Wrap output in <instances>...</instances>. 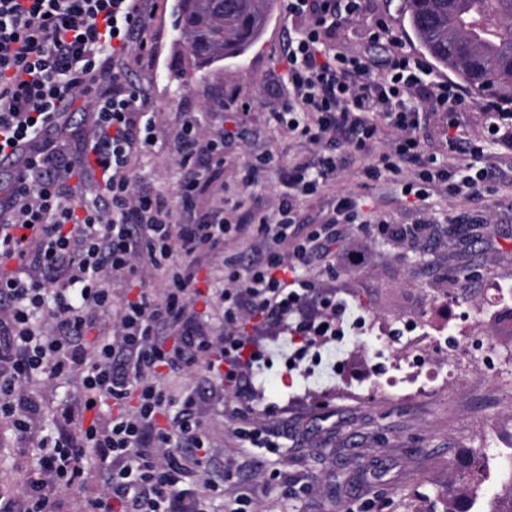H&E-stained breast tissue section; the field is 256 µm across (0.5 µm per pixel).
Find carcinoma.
<instances>
[{
  "label": "carcinoma",
  "instance_id": "1",
  "mask_svg": "<svg viewBox=\"0 0 512 512\" xmlns=\"http://www.w3.org/2000/svg\"><path fill=\"white\" fill-rule=\"evenodd\" d=\"M272 0H176L173 13L193 67L244 54L262 35ZM411 30L424 51L484 98L512 105V0H405ZM485 454L452 461L445 499L430 512H470L483 484ZM485 512H512V459Z\"/></svg>",
  "mask_w": 512,
  "mask_h": 512
}]
</instances>
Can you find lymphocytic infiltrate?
I'll use <instances>...</instances> for the list:
<instances>
[{
    "label": "lymphocytic infiltrate",
    "instance_id": "lymphocytic-infiltrate-1",
    "mask_svg": "<svg viewBox=\"0 0 512 512\" xmlns=\"http://www.w3.org/2000/svg\"><path fill=\"white\" fill-rule=\"evenodd\" d=\"M363 10V0H288L296 35L275 119L317 152L289 171L290 192L273 209L239 215L225 213L220 181L229 134L203 131L194 112L176 134L173 189L140 183L135 160L158 141L147 93L132 78L155 42L151 0H0V157L12 160L0 181V264H17L0 271V419L11 425L17 464L32 472L21 498L0 495V512H64L73 493L77 512H209L185 481L210 450L196 395L172 397L164 381L193 370L236 393L271 364L245 322L287 324L315 292L304 269L331 253L320 232L294 239V192H320L355 156L365 184L399 178L421 201L430 187L477 199L500 178L494 167L426 154L418 130L437 112L450 118L451 152L476 157L482 148L457 128L468 106L461 89L429 79L400 41L378 61L330 49L337 28ZM107 76L111 90L98 92ZM81 99L91 132L72 154L63 138ZM383 120L398 136L381 151ZM256 236L262 246H248ZM230 240L243 250L225 255ZM202 253L228 270L216 339L194 309L205 297ZM144 263L162 273V295L143 288L115 299L113 279L136 277ZM335 333L333 317L309 319L285 344L287 369ZM72 377L79 399L60 403L53 429L37 434L32 382Z\"/></svg>",
    "mask_w": 512,
    "mask_h": 512
}]
</instances>
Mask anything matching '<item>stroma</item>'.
Wrapping results in <instances>:
<instances>
[{"label": "stroma", "instance_id": "35a3bbf8", "mask_svg": "<svg viewBox=\"0 0 512 512\" xmlns=\"http://www.w3.org/2000/svg\"><path fill=\"white\" fill-rule=\"evenodd\" d=\"M175 0H160L150 25L159 39L154 60L135 73L158 116L160 137L136 162L143 183L155 189L173 188L178 177L173 136L184 113L201 115L203 129L232 128L233 115L223 107L235 94L250 104L244 138L224 149V202L240 209H271L287 192L289 169L311 161L316 147L277 123L288 95L283 62L292 25L287 0H274L262 38L244 55L202 70L188 63L185 39L173 27ZM366 15L385 14L406 51L425 52L408 26L403 0H366ZM458 122L470 137L483 141L476 166L495 165L504 173L488 194L477 200L429 189L425 201L385 180L364 187L358 175L361 160L344 168L322 191L300 198L297 223L315 228L326 224L336 196L352 195L394 224H427V243L375 240L358 225L336 227L333 251H361L364 265L344 268L322 261L306 268L305 277L321 294L335 298L347 310L366 311L389 321L415 311L431 314L435 324L448 322L445 290L456 292V303L469 309L472 325L494 335L491 309L483 304L482 284L495 278L512 282V148L485 139L488 115L477 95ZM272 153L273 168L261 173L257 185L243 188V164L253 156ZM468 216L467 235L449 233L459 216ZM471 281L458 280V273ZM373 335L360 337L349 348H323V367L313 377L287 371L281 361L256 370L240 402L250 403L274 445L266 448L241 440L224 412L222 384L194 373L170 376L166 389L173 396L201 391L198 418L213 448L208 474L223 484L212 493V512H229L230 504L253 461L264 463L262 475L251 481L252 512H427L452 481L451 459L497 442L512 444V345H502L494 368L480 355L450 356L454 378L440 389L406 397L379 388L366 366ZM356 367L348 381L333 368L343 357Z\"/></svg>", "mask_w": 512, "mask_h": 512}]
</instances>
